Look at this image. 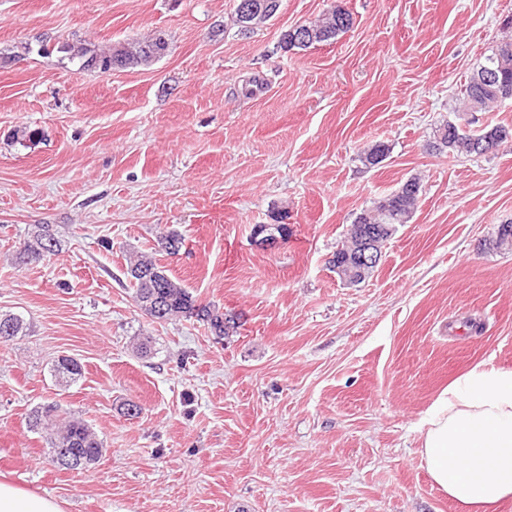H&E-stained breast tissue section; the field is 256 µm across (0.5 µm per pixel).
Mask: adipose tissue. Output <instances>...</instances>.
<instances>
[{
	"instance_id": "ef3b65f1",
	"label": "adipose tissue",
	"mask_w": 512,
	"mask_h": 512,
	"mask_svg": "<svg viewBox=\"0 0 512 512\" xmlns=\"http://www.w3.org/2000/svg\"><path fill=\"white\" fill-rule=\"evenodd\" d=\"M420 459L432 480L475 512L512 497V370L478 364L421 418ZM0 512H64L61 502L0 481Z\"/></svg>"
}]
</instances>
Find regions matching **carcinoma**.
<instances>
[{
	"instance_id": "cac0c4a2",
	"label": "carcinoma",
	"mask_w": 512,
	"mask_h": 512,
	"mask_svg": "<svg viewBox=\"0 0 512 512\" xmlns=\"http://www.w3.org/2000/svg\"><path fill=\"white\" fill-rule=\"evenodd\" d=\"M257 10L252 21V28L241 27L240 19H235L239 31L247 34L271 19L276 11L267 3L271 0H254ZM353 25L352 14L342 8L335 7L322 15L318 20L308 24L313 31L309 35L310 44L333 41ZM167 50L164 39L152 44L150 40L136 41L131 45L120 44L112 47L107 54L112 60V67L127 69L148 66L162 52ZM491 71L496 77L494 84L482 81L483 73ZM512 89V38L502 39L491 54L484 57L475 73L464 85L461 103L464 111L487 112L500 104L497 91L501 87ZM512 139V130L504 125L485 126L477 132H466L455 124L448 122L439 128L435 150L472 154V141L491 142L500 147ZM420 184L412 179L403 184L399 190L381 197L373 205L360 212L351 224L348 243L337 249L328 260L330 269L350 284H359L373 272L371 268H360L354 264L350 243L364 234L371 227L382 230L381 242H388L397 232L398 226L408 223L417 205L420 195ZM59 240L55 237L52 226L41 224L17 251V259L24 264L39 262L47 255L58 250ZM126 276L134 288V298L144 315L158 323L174 319L194 318L203 323L218 339L229 336L235 329L234 317L227 316L210 304H203L173 279L169 270L158 265L152 255H140L131 259L126 265ZM82 364L74 357L65 356L57 360L55 372L75 381L82 376ZM30 426L33 429L49 432L51 449L67 448L76 456L94 458L100 455L102 442L92 427L82 418L60 414L58 405L47 404L31 413Z\"/></svg>"
}]
</instances>
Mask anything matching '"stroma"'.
<instances>
[{
    "label": "stroma",
    "instance_id": "stroma-1",
    "mask_svg": "<svg viewBox=\"0 0 512 512\" xmlns=\"http://www.w3.org/2000/svg\"><path fill=\"white\" fill-rule=\"evenodd\" d=\"M337 5L349 31L281 49ZM235 6L0 0V313L25 324L0 344V476L65 512H464L421 465L419 421L474 365L512 369V249L494 246L512 142L429 145L449 121L512 126V101L458 100L512 0H281L248 35ZM157 36L158 61L109 73L67 50ZM413 177L375 272L340 280L328 260L357 214ZM283 211L287 241L256 246ZM40 224L59 250L17 263ZM167 231L184 239L171 275L237 316L228 339L137 308L126 260ZM61 355L81 378L55 376ZM48 403L92 425L97 464L52 462L28 422Z\"/></svg>",
    "mask_w": 512,
    "mask_h": 512
}]
</instances>
